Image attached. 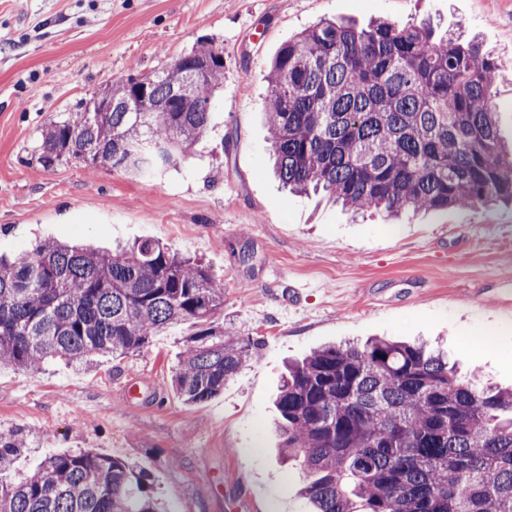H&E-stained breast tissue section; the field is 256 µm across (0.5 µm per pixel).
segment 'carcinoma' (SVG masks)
Listing matches in <instances>:
<instances>
[{
	"instance_id": "cac0c4a2",
	"label": "carcinoma",
	"mask_w": 512,
	"mask_h": 512,
	"mask_svg": "<svg viewBox=\"0 0 512 512\" xmlns=\"http://www.w3.org/2000/svg\"><path fill=\"white\" fill-rule=\"evenodd\" d=\"M207 65L205 90L188 91ZM497 63L478 38L427 21L364 27L322 19L272 59L264 105L273 168L295 191L395 217L512 202V147L497 133ZM224 50L203 40L158 71H132L76 118L51 121L38 162L149 175L208 130ZM224 287L160 242L115 250L39 240L0 255V367L88 369L189 322L171 383L187 404L218 396L260 341L218 322ZM281 454L300 462L312 512H512V389L458 375L423 343L328 345L288 365L275 399ZM0 433V473L24 449ZM126 460L50 453L0 512H167Z\"/></svg>"
}]
</instances>
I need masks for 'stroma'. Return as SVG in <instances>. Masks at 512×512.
Returning <instances> with one entry per match:
<instances>
[{
    "instance_id": "35a3bbf8",
    "label": "stroma",
    "mask_w": 512,
    "mask_h": 512,
    "mask_svg": "<svg viewBox=\"0 0 512 512\" xmlns=\"http://www.w3.org/2000/svg\"><path fill=\"white\" fill-rule=\"evenodd\" d=\"M432 18L463 27L498 65L497 125L512 142V0H0V253L35 238L109 247L154 239L224 286L225 325L258 356L206 403L171 371L180 324L89 370L0 368V431L21 430L12 482L52 452L91 448L146 472L171 512H311L304 474L272 427L284 363L371 338L439 343L464 374L512 388V205L354 217L281 188L262 113L279 48L319 19ZM204 38L224 49L208 133L151 176L37 161L50 120L131 71ZM313 284L302 297L291 287Z\"/></svg>"
}]
</instances>
